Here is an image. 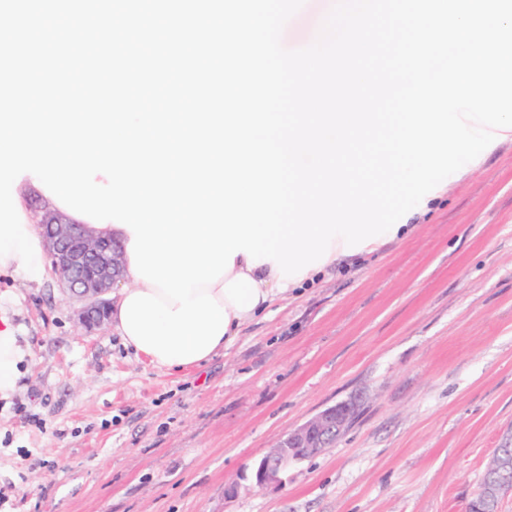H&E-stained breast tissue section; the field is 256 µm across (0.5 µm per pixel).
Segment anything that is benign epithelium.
<instances>
[{
    "label": "benign epithelium",
    "instance_id": "1",
    "mask_svg": "<svg viewBox=\"0 0 512 512\" xmlns=\"http://www.w3.org/2000/svg\"><path fill=\"white\" fill-rule=\"evenodd\" d=\"M30 211L43 230L58 287L77 303L78 323L89 330L103 327L110 315L106 294L122 275L120 245L108 237L94 236L78 224L56 220L47 204ZM354 409L353 403L341 402L289 429L242 479L260 489L282 485L292 467L325 452L329 438L350 426Z\"/></svg>",
    "mask_w": 512,
    "mask_h": 512
}]
</instances>
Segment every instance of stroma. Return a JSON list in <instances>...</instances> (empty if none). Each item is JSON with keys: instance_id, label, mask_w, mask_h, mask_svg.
<instances>
[{"instance_id": "1", "label": "stroma", "mask_w": 512, "mask_h": 512, "mask_svg": "<svg viewBox=\"0 0 512 512\" xmlns=\"http://www.w3.org/2000/svg\"><path fill=\"white\" fill-rule=\"evenodd\" d=\"M330 7L304 0L283 45L308 46ZM405 221L406 238L339 259L183 372L81 328L53 274L0 276L24 352L0 398V512H466L512 441V140ZM345 401L355 421L284 486L243 480ZM506 474L509 479H512V448L510 446H503L497 448L495 453L487 462L479 489L485 485V476Z\"/></svg>"}]
</instances>
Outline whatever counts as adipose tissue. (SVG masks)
Returning <instances> with one entry per match:
<instances>
[{
	"mask_svg": "<svg viewBox=\"0 0 512 512\" xmlns=\"http://www.w3.org/2000/svg\"><path fill=\"white\" fill-rule=\"evenodd\" d=\"M293 285V280L280 278L271 263L252 266L246 254H238L233 268L207 287L208 294L225 307L229 316L227 330L215 347L216 353L226 352L238 337L241 326L264 312ZM22 358L14 327L10 321L0 322V396L15 390Z\"/></svg>",
	"mask_w": 512,
	"mask_h": 512,
	"instance_id": "ef3b65f1",
	"label": "adipose tissue"
}]
</instances>
